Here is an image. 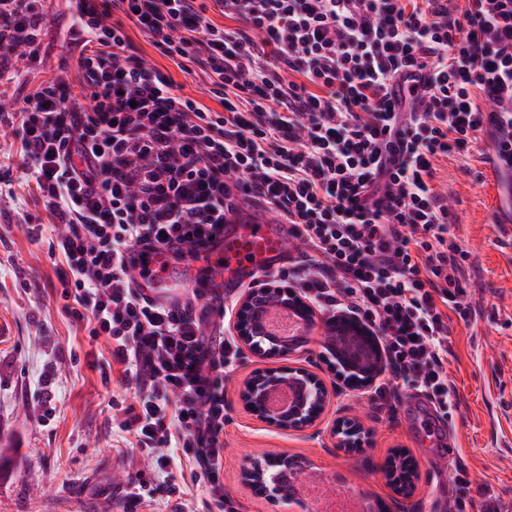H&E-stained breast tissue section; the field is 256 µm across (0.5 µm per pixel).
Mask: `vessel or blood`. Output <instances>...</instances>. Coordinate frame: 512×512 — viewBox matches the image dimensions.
Masks as SVG:
<instances>
[{
  "mask_svg": "<svg viewBox=\"0 0 512 512\" xmlns=\"http://www.w3.org/2000/svg\"><path fill=\"white\" fill-rule=\"evenodd\" d=\"M288 227L263 216L229 215L224 235L197 253L175 259L169 248L135 250L129 264L137 288L155 304L183 300L187 288L201 285L216 294L243 287L264 270L274 268L289 252Z\"/></svg>",
  "mask_w": 512,
  "mask_h": 512,
  "instance_id": "b4317fda",
  "label": "vessel or blood"
}]
</instances>
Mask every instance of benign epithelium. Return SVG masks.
I'll list each match as a JSON object with an SVG mask.
<instances>
[{"instance_id":"7a95c632","label":"benign epithelium","mask_w":512,"mask_h":512,"mask_svg":"<svg viewBox=\"0 0 512 512\" xmlns=\"http://www.w3.org/2000/svg\"><path fill=\"white\" fill-rule=\"evenodd\" d=\"M274 306L286 307L307 324L316 325L314 307L301 297L272 286L248 289L239 301L234 328L244 348L259 357L275 354L283 343L263 324V314ZM325 344L336 357L338 375L352 384L369 386L383 370L382 355L370 330L343 313L336 314L334 324L326 328ZM239 397L248 412L283 430L314 425L330 401L325 382L304 368L255 372L242 382ZM333 434L336 447L356 448L367 431L356 419H340ZM306 468L305 461L294 455L261 454L249 459L242 470V480L290 504V479L300 478Z\"/></svg>"}]
</instances>
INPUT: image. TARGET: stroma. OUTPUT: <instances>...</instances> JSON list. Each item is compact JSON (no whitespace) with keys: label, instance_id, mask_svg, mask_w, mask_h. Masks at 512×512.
Wrapping results in <instances>:
<instances>
[{"label":"stroma","instance_id":"35a3bbf8","mask_svg":"<svg viewBox=\"0 0 512 512\" xmlns=\"http://www.w3.org/2000/svg\"><path fill=\"white\" fill-rule=\"evenodd\" d=\"M66 0H44L51 21L41 33V60L22 76L0 82V101L19 98L25 80H44L76 56L61 34ZM485 135L466 155L441 158L437 183L451 200L449 240L468 251L462 286L469 320L452 319L455 353L448 367L457 407L446 438L447 456L426 424L405 402L376 411L363 389L340 379L323 347L322 328L310 344L284 357L242 352L224 376V490L235 512H299L245 485L249 456L288 453L306 458L326 490L372 503L376 512H448L454 505L456 461L469 468L474 486L489 485L512 504V230L498 223L501 193L489 181ZM41 210L20 168L14 129L0 128V512H125L130 475L148 463L129 447L118 424L136 390L113 376L102 386L89 356L105 358V340L85 336L65 309L52 256L51 232L32 240L24 230ZM302 367L323 379L331 400L315 426L281 430L249 414L239 400L242 380L268 369ZM357 418L368 432L360 447H337L338 419ZM416 468L412 484L385 479L394 456Z\"/></svg>","mask_w":512,"mask_h":512}]
</instances>
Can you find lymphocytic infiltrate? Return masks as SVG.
Instances as JSON below:
<instances>
[{
  "label": "lymphocytic infiltrate",
  "mask_w": 512,
  "mask_h": 512,
  "mask_svg": "<svg viewBox=\"0 0 512 512\" xmlns=\"http://www.w3.org/2000/svg\"><path fill=\"white\" fill-rule=\"evenodd\" d=\"M216 2L237 27L214 24L204 0H78L77 72L0 104V127L19 135L65 299L107 340L103 383L116 371L137 390L121 431L154 470L192 462L225 512L224 371L241 349L208 334L224 308L205 291L170 308L143 296L127 252L194 251L242 206L272 211L303 249L256 285L374 329L392 380L372 402L404 387L448 419V316L472 309L435 162L484 130L488 163L512 184V0L461 13L448 0ZM47 21L40 0H0V78L39 59ZM130 24L173 70L138 54ZM196 69L219 109L181 94L174 72ZM394 82L408 96L391 97Z\"/></svg>",
  "instance_id": "obj_1"
}]
</instances>
